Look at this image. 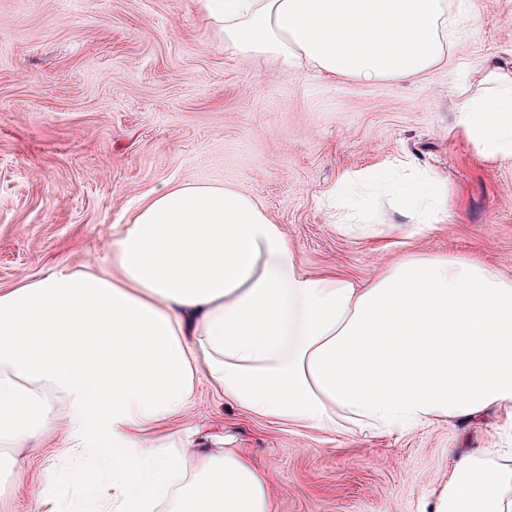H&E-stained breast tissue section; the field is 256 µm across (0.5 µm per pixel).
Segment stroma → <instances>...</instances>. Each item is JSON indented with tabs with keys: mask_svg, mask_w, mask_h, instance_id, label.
Returning a JSON list of instances; mask_svg holds the SVG:
<instances>
[{
	"mask_svg": "<svg viewBox=\"0 0 512 512\" xmlns=\"http://www.w3.org/2000/svg\"><path fill=\"white\" fill-rule=\"evenodd\" d=\"M462 31L422 78L365 82L315 68L287 74L224 43L200 0H0V290L67 267L108 268L116 225L155 190L232 187L279 224L303 271L353 279L400 256L390 194L346 200L365 228L338 224L344 177L380 165L433 175L448 220L415 252L473 256L512 278V161H489L456 131V83L512 57V0H448ZM199 450L234 448L270 476L272 512H434L450 456L512 467V416L489 410L371 436L283 425L226 403L200 379L178 419ZM60 429L0 447V512L52 497L80 512L58 460Z\"/></svg>",
	"mask_w": 512,
	"mask_h": 512,
	"instance_id": "35a3bbf8",
	"label": "stroma"
}]
</instances>
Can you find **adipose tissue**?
I'll use <instances>...</instances> for the list:
<instances>
[{
    "instance_id": "ef3b65f1",
    "label": "adipose tissue",
    "mask_w": 512,
    "mask_h": 512,
    "mask_svg": "<svg viewBox=\"0 0 512 512\" xmlns=\"http://www.w3.org/2000/svg\"><path fill=\"white\" fill-rule=\"evenodd\" d=\"M225 43L363 81L411 80L448 55V0H207ZM456 126L512 160V60L457 89ZM107 271L61 270L0 291V447L66 405L60 452L94 512H271L244 454L196 452L172 423L206 374L226 402L283 424L371 435L489 408L512 413V278L414 251L364 280L304 272L280 225L230 187L154 192ZM436 512H512V470L463 455Z\"/></svg>"
}]
</instances>
